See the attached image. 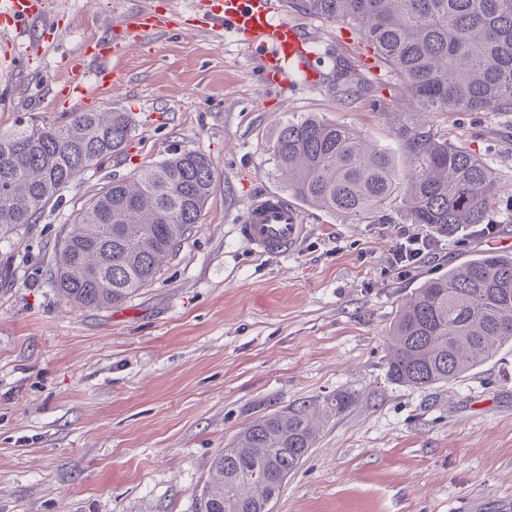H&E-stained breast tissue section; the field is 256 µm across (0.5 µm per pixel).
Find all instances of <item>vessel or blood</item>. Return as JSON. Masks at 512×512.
<instances>
[{
  "instance_id": "vessel-or-blood-1",
  "label": "vessel or blood",
  "mask_w": 512,
  "mask_h": 512,
  "mask_svg": "<svg viewBox=\"0 0 512 512\" xmlns=\"http://www.w3.org/2000/svg\"><path fill=\"white\" fill-rule=\"evenodd\" d=\"M277 0H211L205 19L208 27L226 28L247 46L268 49L282 78L303 79L312 86L321 82V72L312 63L314 53L309 39L288 20L277 18ZM36 31L28 41L30 58H37L44 46L60 35L51 21L49 0H0V72L9 73L15 66L14 36L28 25ZM117 44L104 38L89 43L81 63L75 64V78L65 97L56 99L55 107L67 108L73 101L94 98L109 89L115 74L108 62ZM92 71L94 81L85 84L81 77ZM307 226L303 215L287 198L268 192L252 200L244 219L237 227L238 237L254 252L278 255L294 249L302 241Z\"/></svg>"
}]
</instances>
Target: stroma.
<instances>
[{
    "instance_id": "1",
    "label": "stroma",
    "mask_w": 512,
    "mask_h": 512,
    "mask_svg": "<svg viewBox=\"0 0 512 512\" xmlns=\"http://www.w3.org/2000/svg\"><path fill=\"white\" fill-rule=\"evenodd\" d=\"M153 2L53 0L58 39L0 76V131L65 118L50 102L73 62ZM209 4L164 0L170 23L126 38L111 60L116 88L80 106L128 113L126 151L82 174L37 224L0 235V512H193L241 430L339 392L351 405L322 421L274 512H512V339L463 376L414 388L389 378L386 336L423 282L483 251L512 252V112L430 116L491 169L494 241L463 228L399 276L386 262L394 231L430 232L402 204L357 223L304 205L306 238L256 255L235 226L255 195L288 192L270 151L281 126L314 115L394 152L403 96L364 66L366 94L339 100L336 61L363 45L285 4L279 16L311 36L323 83L272 80L264 50L205 27ZM186 150L210 159L211 195L157 279L106 308L51 288L54 244L78 210L113 179Z\"/></svg>"
}]
</instances>
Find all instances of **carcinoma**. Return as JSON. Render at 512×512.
Returning a JSON list of instances; mask_svg holds the SVG:
<instances>
[{
  "label": "carcinoma",
  "instance_id": "carcinoma-1",
  "mask_svg": "<svg viewBox=\"0 0 512 512\" xmlns=\"http://www.w3.org/2000/svg\"><path fill=\"white\" fill-rule=\"evenodd\" d=\"M309 17L350 26L407 94L395 126L398 167L360 131L315 117L286 123L272 155L288 194L351 221L396 199L414 224L445 236L490 221L496 184L476 155L448 144L424 120L433 112H512V0H288ZM351 67L336 70V96L358 92ZM125 112H71L52 124L0 132V231L37 223L43 208L85 171L123 153ZM209 159L184 151L114 179L85 204L57 242L49 284L84 307L118 305L160 273L211 194ZM388 374L414 387L449 382L512 339V253L486 251L425 281L387 332ZM326 401L322 416L351 404ZM317 438L307 409L266 414L211 464L195 512H267Z\"/></svg>",
  "mask_w": 512,
  "mask_h": 512
}]
</instances>
